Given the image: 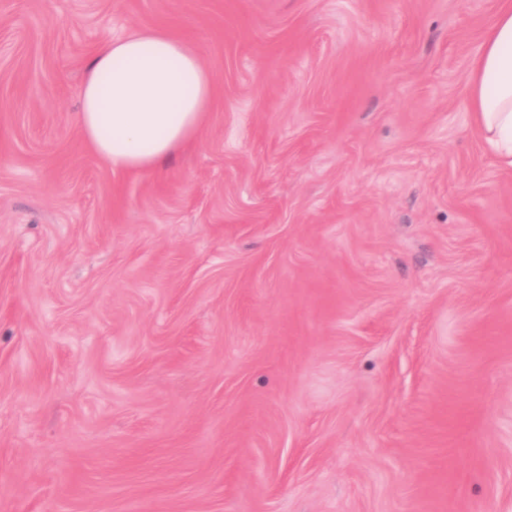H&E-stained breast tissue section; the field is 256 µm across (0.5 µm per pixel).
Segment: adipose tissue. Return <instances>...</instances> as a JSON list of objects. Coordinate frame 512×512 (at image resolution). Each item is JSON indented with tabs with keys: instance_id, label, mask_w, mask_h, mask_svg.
Listing matches in <instances>:
<instances>
[{
	"instance_id": "obj_1",
	"label": "adipose tissue",
	"mask_w": 512,
	"mask_h": 512,
	"mask_svg": "<svg viewBox=\"0 0 512 512\" xmlns=\"http://www.w3.org/2000/svg\"><path fill=\"white\" fill-rule=\"evenodd\" d=\"M213 97L212 76L197 51L157 27L109 41L95 52L81 85L77 123L104 162L141 173L197 138ZM469 103L483 138L512 168L510 4L500 10L472 61Z\"/></svg>"
}]
</instances>
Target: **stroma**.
Segmentation results:
<instances>
[{"instance_id": "35a3bbf8", "label": "stroma", "mask_w": 512, "mask_h": 512, "mask_svg": "<svg viewBox=\"0 0 512 512\" xmlns=\"http://www.w3.org/2000/svg\"><path fill=\"white\" fill-rule=\"evenodd\" d=\"M502 0H0V512H512ZM216 97L155 171L76 117L103 42ZM469 103L498 159L512 168V5L506 4L471 64Z\"/></svg>"}]
</instances>
